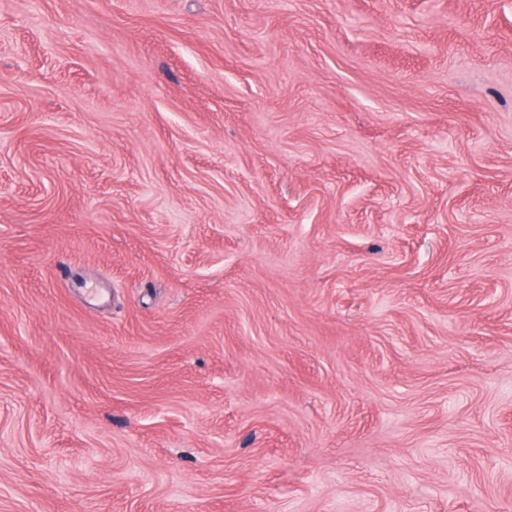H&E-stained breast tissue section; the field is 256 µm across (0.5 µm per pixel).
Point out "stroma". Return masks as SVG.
I'll use <instances>...</instances> for the list:
<instances>
[{"mask_svg": "<svg viewBox=\"0 0 512 512\" xmlns=\"http://www.w3.org/2000/svg\"><path fill=\"white\" fill-rule=\"evenodd\" d=\"M0 512H512V0H0Z\"/></svg>", "mask_w": 512, "mask_h": 512, "instance_id": "obj_1", "label": "stroma"}]
</instances>
